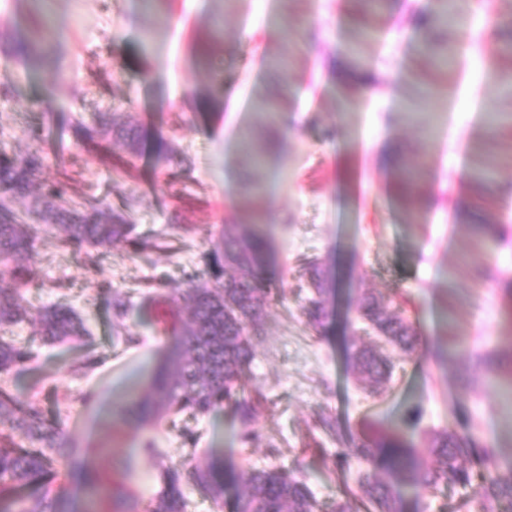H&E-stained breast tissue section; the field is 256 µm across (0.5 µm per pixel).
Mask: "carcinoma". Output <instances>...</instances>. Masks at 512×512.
I'll return each mask as SVG.
<instances>
[{
  "instance_id": "carcinoma-1",
  "label": "carcinoma",
  "mask_w": 512,
  "mask_h": 512,
  "mask_svg": "<svg viewBox=\"0 0 512 512\" xmlns=\"http://www.w3.org/2000/svg\"><path fill=\"white\" fill-rule=\"evenodd\" d=\"M456 13L454 0H431L419 20L421 28L438 30ZM7 54L30 58L37 55V44L16 37L3 46ZM420 56L448 65V47L430 36L423 40ZM79 135L87 140L105 138L110 129L103 119L94 126H82ZM42 167L36 151L22 159L0 153V194H26ZM45 227L55 230L62 245L79 251L85 245H104L124 236L129 224L116 215L113 223L102 224L86 216L77 223L66 222V215L55 212L44 217ZM39 228L19 224L13 211L0 203V273L12 284L0 287V327L20 322L29 315L22 287L32 278L31 268L17 259L34 251ZM268 252L267 241L242 231L224 234L210 258L212 284L189 289L187 318L158 352L156 369L144 392L135 394L126 406L137 420L148 425L170 414L193 418L209 413L221 403H234L244 425H249L255 405L246 396L245 375L254 357L252 336L265 312L266 296L258 288V274ZM310 297L303 314L314 329L323 327L329 311L326 295L331 291L328 278L318 265H311L308 281ZM357 312L366 328L405 355L414 352L419 333L402 310L390 307L379 296L361 295ZM39 333L48 342L81 338L88 334L84 322L66 306L49 308L39 315ZM30 359L29 351L0 338V375L10 373ZM348 359L354 375L378 394L391 381L393 364L381 351L364 339L351 343ZM504 365L486 356L466 368L468 381L477 371L498 373ZM9 421L19 441L0 446V512H57L53 504L37 501L24 506L13 497L19 485L43 480L54 462L75 467L77 449L47 420L40 406L26 401L0 386V423ZM354 458L365 466L359 478L361 507L357 512H398L399 492L395 483H408L436 493L460 487L472 490L476 512H512V462L502 461L463 420L417 441L405 431H364L354 448H343L336 455V466L343 469ZM389 474L395 483L376 479L377 472ZM163 487L146 512H187L185 489L194 487L218 503L224 486L238 480L234 469L210 463L189 469L165 467ZM235 512H351L349 502L339 499L324 511L299 474L279 467L256 468L245 478V491L235 504Z\"/></svg>"
}]
</instances>
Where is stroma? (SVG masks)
I'll list each match as a JSON object with an SVG mask.
<instances>
[{"instance_id": "stroma-1", "label": "stroma", "mask_w": 512, "mask_h": 512, "mask_svg": "<svg viewBox=\"0 0 512 512\" xmlns=\"http://www.w3.org/2000/svg\"><path fill=\"white\" fill-rule=\"evenodd\" d=\"M427 0H393L377 33L360 48L365 79L351 86L353 105L337 110V65H349L354 0H0V40L21 30L51 45L27 63L0 53V152L17 157L42 149L38 183L68 186L62 207L82 212L87 199L105 216L121 214L132 234L76 253L55 233L41 232L25 291L32 312L61 304L84 321L88 336L43 343L32 316L7 339L29 346L32 362L0 377V385L37 401L98 474L97 486L69 476L20 488L61 512H108L134 495L151 502L161 488L162 460L192 466L212 459L247 472L264 466L299 468L315 497L340 494L334 458L341 438L363 420L381 429L432 432L469 418L483 438L512 458L502 436L512 423L504 381L481 376L460 387L471 361L512 350V60L494 55L512 38V0H464L466 29H448L449 46L469 32L473 47L454 57L447 76L421 60L418 16ZM289 13L280 41L270 16ZM222 17L221 50L209 69L193 61L195 37ZM423 74L428 97L412 95L406 78ZM280 99V142L264 164L244 163L241 135L261 138L268 126L253 107L256 91ZM108 115L115 126H139L140 158L116 137L82 142L78 125ZM169 143L158 159V140ZM397 167L386 166L388 144ZM494 170L478 186L468 173L472 148ZM419 171L416 223L394 199L403 168ZM262 198L242 195V183ZM245 228L270 246L258 278L267 295L249 395H262L251 425L223 404L180 428L143 426L120 412L115 383L135 376L136 353L157 351L159 321L174 322L172 299L191 279L209 278V254L224 232ZM161 247L141 248V240ZM333 282L323 328L302 314L312 261ZM400 303L421 336L417 350L395 356L391 389L372 396L351 373L347 340L358 326L362 292ZM127 296L126 339L114 340L111 301ZM333 422L336 432L325 429ZM258 439L246 442L244 430ZM470 493L451 488L430 496L401 486L399 512H465Z\"/></svg>"}]
</instances>
